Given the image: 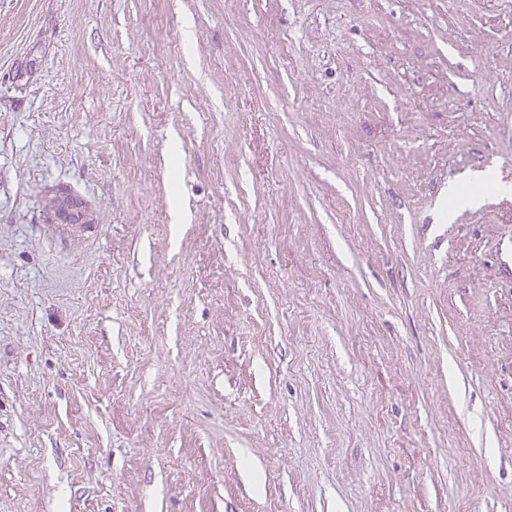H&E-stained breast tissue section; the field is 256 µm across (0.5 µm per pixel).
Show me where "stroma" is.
Segmentation results:
<instances>
[{"instance_id":"stroma-1","label":"stroma","mask_w":512,"mask_h":512,"mask_svg":"<svg viewBox=\"0 0 512 512\" xmlns=\"http://www.w3.org/2000/svg\"><path fill=\"white\" fill-rule=\"evenodd\" d=\"M481 172L512 0H0V512H512ZM58 192L61 194L64 205L74 208H82L80 200L74 196L67 187L58 186ZM88 214V215H87ZM90 212L86 213V209L82 208L81 211L66 210L56 216L52 217L51 224H44L47 226L49 232L60 238L68 241H73L75 237L81 233L89 232L95 224H86Z\"/></svg>"}]
</instances>
